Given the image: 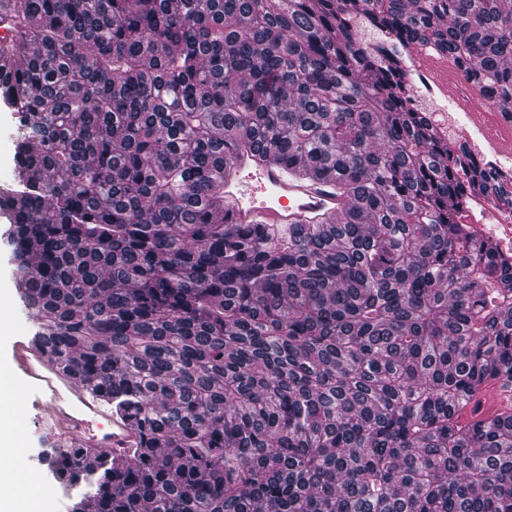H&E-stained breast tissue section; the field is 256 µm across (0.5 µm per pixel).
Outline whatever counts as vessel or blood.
Wrapping results in <instances>:
<instances>
[{
    "label": "vessel or blood",
    "mask_w": 512,
    "mask_h": 512,
    "mask_svg": "<svg viewBox=\"0 0 512 512\" xmlns=\"http://www.w3.org/2000/svg\"><path fill=\"white\" fill-rule=\"evenodd\" d=\"M345 206L330 177L300 179L276 162L237 157L224 175V221L228 224H319ZM11 368L27 399L44 408L49 429L62 441L125 455L134 434L114 421L100 397L62 372L52 355L33 343L16 341Z\"/></svg>",
    "instance_id": "vessel-or-blood-1"
}]
</instances>
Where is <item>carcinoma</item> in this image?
Masks as SVG:
<instances>
[{"label": "carcinoma", "mask_w": 512, "mask_h": 512, "mask_svg": "<svg viewBox=\"0 0 512 512\" xmlns=\"http://www.w3.org/2000/svg\"><path fill=\"white\" fill-rule=\"evenodd\" d=\"M414 50L512 108V0H0L13 288L138 436L54 446L68 512H512V407L473 401L512 387V259L463 223L498 191ZM254 150L344 213L224 223ZM432 57H417L414 60L415 95L417 100L436 101L443 92V85L435 78L431 68Z\"/></svg>", "instance_id": "cac0c4a2"}]
</instances>
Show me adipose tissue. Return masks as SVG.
Wrapping results in <instances>:
<instances>
[{
  "label": "adipose tissue",
  "instance_id": "1",
  "mask_svg": "<svg viewBox=\"0 0 512 512\" xmlns=\"http://www.w3.org/2000/svg\"><path fill=\"white\" fill-rule=\"evenodd\" d=\"M20 387L8 368L0 367V457L10 460L7 476L0 477V512H45L47 496L23 464L18 440L22 413L17 402Z\"/></svg>",
  "mask_w": 512,
  "mask_h": 512
}]
</instances>
